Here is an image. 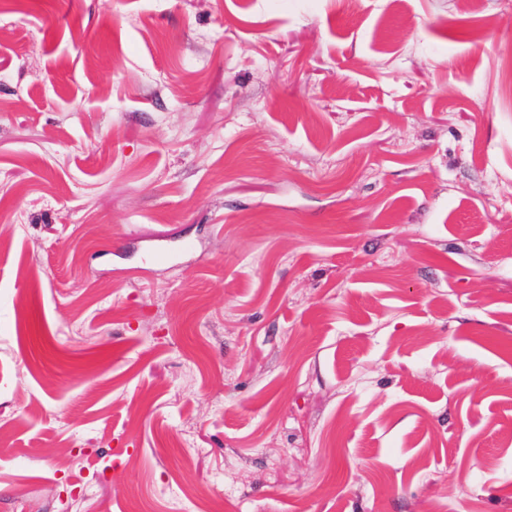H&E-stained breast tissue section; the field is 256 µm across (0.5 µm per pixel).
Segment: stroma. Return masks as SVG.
<instances>
[{"label": "stroma", "mask_w": 512, "mask_h": 512, "mask_svg": "<svg viewBox=\"0 0 512 512\" xmlns=\"http://www.w3.org/2000/svg\"><path fill=\"white\" fill-rule=\"evenodd\" d=\"M507 60L512 0H0V512H512Z\"/></svg>", "instance_id": "35a3bbf8"}]
</instances>
